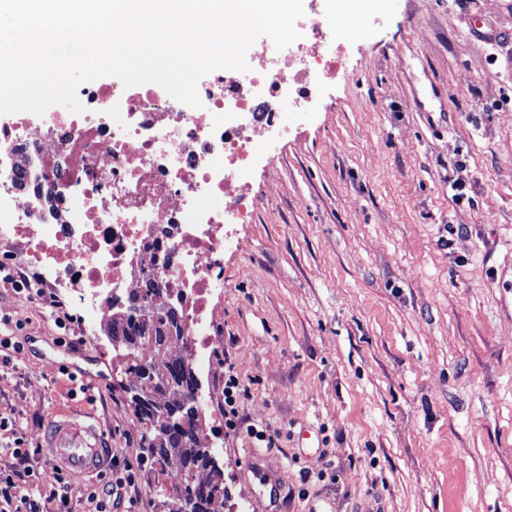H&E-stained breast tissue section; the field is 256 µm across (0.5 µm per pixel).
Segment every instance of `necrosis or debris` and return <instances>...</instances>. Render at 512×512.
I'll return each mask as SVG.
<instances>
[{"label":"necrosis or debris","mask_w":512,"mask_h":512,"mask_svg":"<svg viewBox=\"0 0 512 512\" xmlns=\"http://www.w3.org/2000/svg\"><path fill=\"white\" fill-rule=\"evenodd\" d=\"M336 65L309 49L246 72L217 69L198 83V108L116 80L83 87L79 114L0 116V238L43 271L41 287L77 283L81 313L99 323L129 298L147 304L150 280H162L180 307L182 354L205 367L222 344L208 308L223 283L224 227L245 223L254 206L232 185L257 143L225 128L224 114L286 126L287 109Z\"/></svg>","instance_id":"obj_1"}]
</instances>
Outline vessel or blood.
I'll use <instances>...</instances> for the list:
<instances>
[{
  "label": "vessel or blood",
  "mask_w": 512,
  "mask_h": 512,
  "mask_svg": "<svg viewBox=\"0 0 512 512\" xmlns=\"http://www.w3.org/2000/svg\"><path fill=\"white\" fill-rule=\"evenodd\" d=\"M45 448L70 476L79 479L101 466L107 444L95 425L56 422L45 433Z\"/></svg>",
  "instance_id": "obj_1"
}]
</instances>
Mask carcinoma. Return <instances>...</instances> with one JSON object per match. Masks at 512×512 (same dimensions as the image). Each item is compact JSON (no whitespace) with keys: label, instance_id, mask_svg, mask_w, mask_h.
<instances>
[{"label":"carcinoma","instance_id":"carcinoma-1","mask_svg":"<svg viewBox=\"0 0 512 512\" xmlns=\"http://www.w3.org/2000/svg\"><path fill=\"white\" fill-rule=\"evenodd\" d=\"M110 327L115 340L125 350L123 357L128 359L129 369L153 390H168V395L159 401L148 391L135 390L131 400L141 419L150 425V447L159 450L160 460L167 459L171 448L180 452L186 472V481L178 493L183 512H210L209 505L220 488L210 479L201 478V473L214 464L212 449L202 442L198 433L194 372L181 356L170 357L160 365L142 359L146 350L162 352L172 337L180 335L177 312L168 305L145 308L140 319L132 315L115 317Z\"/></svg>","mask_w":512,"mask_h":512}]
</instances>
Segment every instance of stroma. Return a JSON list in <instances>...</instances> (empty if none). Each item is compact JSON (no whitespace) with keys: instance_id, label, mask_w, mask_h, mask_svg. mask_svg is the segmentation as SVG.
I'll use <instances>...</instances> for the list:
<instances>
[{"instance_id":"obj_1","label":"stroma","mask_w":512,"mask_h":512,"mask_svg":"<svg viewBox=\"0 0 512 512\" xmlns=\"http://www.w3.org/2000/svg\"><path fill=\"white\" fill-rule=\"evenodd\" d=\"M304 9L335 19L318 51L341 65L287 132L262 130L234 183L256 205L224 227L206 426L225 366L245 394L211 512H512V0ZM0 317L24 345L0 369V414L30 445L78 419L117 462L147 454L141 381L106 326L76 321L82 344L58 345L41 300L1 284ZM182 476L175 458L143 471L138 512H180Z\"/></svg>"}]
</instances>
